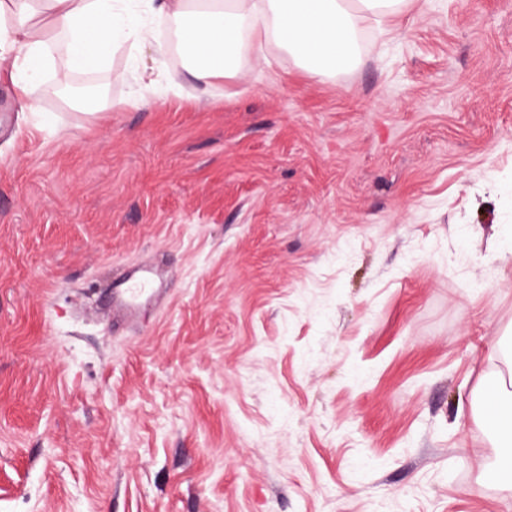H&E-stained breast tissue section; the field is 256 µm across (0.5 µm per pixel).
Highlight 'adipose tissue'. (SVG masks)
Segmentation results:
<instances>
[{
  "mask_svg": "<svg viewBox=\"0 0 512 512\" xmlns=\"http://www.w3.org/2000/svg\"><path fill=\"white\" fill-rule=\"evenodd\" d=\"M404 0H0V81L11 83L23 108L40 109L41 77L58 65L56 81L104 65L129 44L137 62L141 46L156 38L154 20L174 21L191 76L206 80L232 72L242 51L276 43L300 68L325 75L350 69L360 54L365 19L397 15ZM53 29L38 32L36 14ZM485 430L502 446L483 477L512 491V389L494 403L477 402Z\"/></svg>",
  "mask_w": 512,
  "mask_h": 512,
  "instance_id": "1",
  "label": "adipose tissue"
}]
</instances>
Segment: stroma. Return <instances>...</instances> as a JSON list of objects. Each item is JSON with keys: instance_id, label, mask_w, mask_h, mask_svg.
Returning <instances> with one entry per match:
<instances>
[{"instance_id": "1", "label": "stroma", "mask_w": 512, "mask_h": 512, "mask_svg": "<svg viewBox=\"0 0 512 512\" xmlns=\"http://www.w3.org/2000/svg\"><path fill=\"white\" fill-rule=\"evenodd\" d=\"M141 104L127 49L0 83V512H512L472 413L512 345V0H406ZM153 263L159 311L88 294Z\"/></svg>"}]
</instances>
